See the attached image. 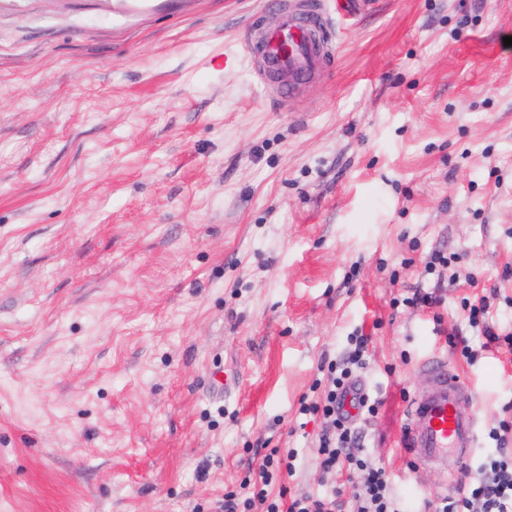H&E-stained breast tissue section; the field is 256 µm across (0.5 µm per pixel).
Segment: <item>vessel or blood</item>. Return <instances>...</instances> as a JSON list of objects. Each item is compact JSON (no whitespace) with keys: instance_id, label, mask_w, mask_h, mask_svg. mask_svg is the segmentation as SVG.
Masks as SVG:
<instances>
[{"instance_id":"obj_1","label":"vessel or blood","mask_w":512,"mask_h":512,"mask_svg":"<svg viewBox=\"0 0 512 512\" xmlns=\"http://www.w3.org/2000/svg\"><path fill=\"white\" fill-rule=\"evenodd\" d=\"M303 12V7L284 0L277 25L245 42L260 85L276 76L293 85L319 73L329 44L322 24L304 21ZM421 370L430 386L409 403L407 452L415 469L437 468L458 475L478 446L480 419L472 392L447 360H427Z\"/></svg>"}]
</instances>
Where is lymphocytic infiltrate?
Returning a JSON list of instances; mask_svg holds the SVG:
<instances>
[{
    "instance_id": "obj_1",
    "label": "lymphocytic infiltrate",
    "mask_w": 512,
    "mask_h": 512,
    "mask_svg": "<svg viewBox=\"0 0 512 512\" xmlns=\"http://www.w3.org/2000/svg\"><path fill=\"white\" fill-rule=\"evenodd\" d=\"M366 346L365 336L355 337L341 361L325 363L326 373L317 382L319 395L301 402L299 412L304 416L318 415L323 420L317 456L324 474L333 478L346 471L363 473L352 512H406L404 503L393 492L385 468L371 462L360 450L358 434L343 411L355 385L356 370L366 366ZM297 459L295 450L270 449L252 476L241 483L239 492L225 495L224 512H252L257 502L264 505L265 512H336V495L332 492L271 493L273 484L295 475ZM437 512H512V457H484L467 493L443 498Z\"/></svg>"
}]
</instances>
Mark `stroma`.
Instances as JSON below:
<instances>
[{
  "label": "stroma",
  "mask_w": 512,
  "mask_h": 512,
  "mask_svg": "<svg viewBox=\"0 0 512 512\" xmlns=\"http://www.w3.org/2000/svg\"><path fill=\"white\" fill-rule=\"evenodd\" d=\"M314 2L335 58L284 101L241 41L276 0H0V512H220L269 448L320 489L297 408L359 330L410 512L460 492L401 446L437 346L512 420L463 310L512 332V0Z\"/></svg>",
  "instance_id": "1"
}]
</instances>
